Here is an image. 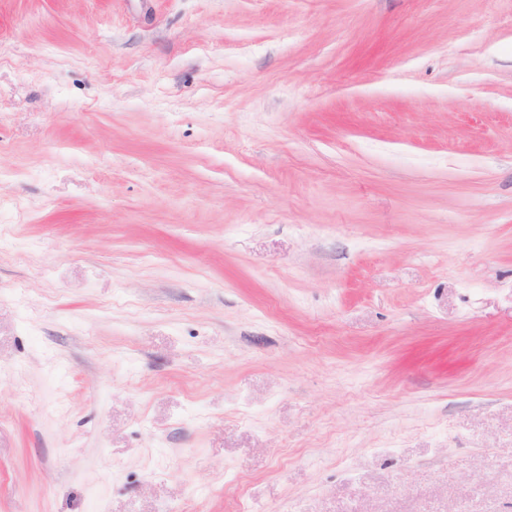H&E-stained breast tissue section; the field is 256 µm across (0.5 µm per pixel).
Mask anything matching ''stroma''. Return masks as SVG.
I'll return each mask as SVG.
<instances>
[{"label":"stroma","instance_id":"obj_1","mask_svg":"<svg viewBox=\"0 0 512 512\" xmlns=\"http://www.w3.org/2000/svg\"><path fill=\"white\" fill-rule=\"evenodd\" d=\"M245 502L512 512V0H0V512Z\"/></svg>","mask_w":512,"mask_h":512}]
</instances>
